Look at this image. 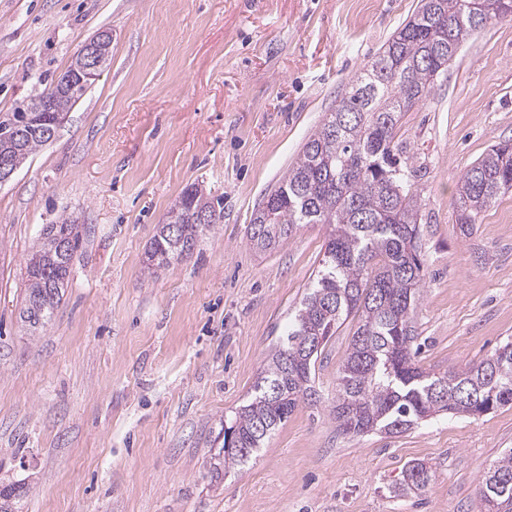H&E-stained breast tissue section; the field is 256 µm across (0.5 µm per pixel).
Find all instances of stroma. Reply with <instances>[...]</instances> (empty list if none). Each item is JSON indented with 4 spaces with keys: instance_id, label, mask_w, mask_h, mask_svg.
I'll list each match as a JSON object with an SVG mask.
<instances>
[{
    "instance_id": "obj_1",
    "label": "stroma",
    "mask_w": 512,
    "mask_h": 512,
    "mask_svg": "<svg viewBox=\"0 0 512 512\" xmlns=\"http://www.w3.org/2000/svg\"><path fill=\"white\" fill-rule=\"evenodd\" d=\"M418 0H0V112L33 101L97 30L112 57L55 139L0 185V483L20 512H480L479 482L512 449V406L398 434L339 432L329 414L356 328L325 348L300 405L244 466L212 482L211 442L245 405L324 253L305 224L248 241L346 82ZM422 199L415 360L462 368L512 340V191L463 235L458 182L512 140V21L474 34L404 114ZM224 200L188 259L146 268L183 190ZM77 218L84 248L51 321L18 319L44 225ZM433 481L402 494L404 467Z\"/></svg>"
}]
</instances>
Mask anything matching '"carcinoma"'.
I'll use <instances>...</instances> for the list:
<instances>
[{
  "label": "carcinoma",
  "instance_id": "carcinoma-1",
  "mask_svg": "<svg viewBox=\"0 0 512 512\" xmlns=\"http://www.w3.org/2000/svg\"><path fill=\"white\" fill-rule=\"evenodd\" d=\"M512 20V0H419L413 14L374 60L348 83L336 107L308 137L295 162L254 212L249 242L267 251L303 224L332 226L325 251L288 331L268 355L254 395L221 428L210 458L211 478L247 463L297 407L317 403L310 382L318 355L349 320L357 319L338 371L329 414L346 435L403 433L441 414L483 415L512 405V341L482 361L441 375L415 364L412 317L424 279L422 200L417 170L397 138L404 113L422 104L461 45L476 31ZM72 67L40 98L0 113V158L22 166L47 144L44 123L65 116L89 84ZM512 184V143L494 146L461 177L457 221L468 233ZM224 221V203L188 188L157 225L148 269L193 254L200 236ZM83 246L68 217L43 229L27 262L28 287L19 318L36 331L50 321ZM433 473L408 464L403 491H423ZM24 485H0V512H18ZM481 512H512V450L480 482Z\"/></svg>",
  "mask_w": 512,
  "mask_h": 512
}]
</instances>
